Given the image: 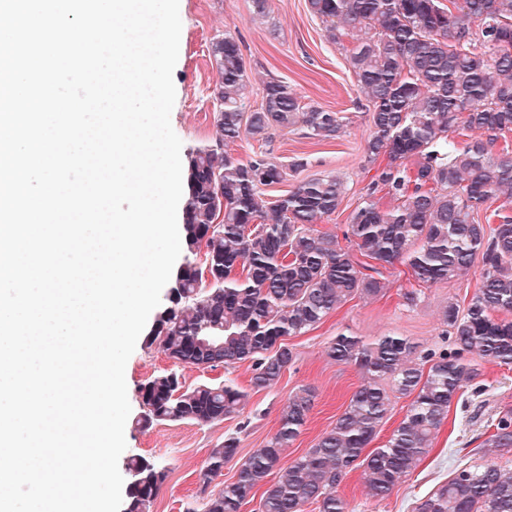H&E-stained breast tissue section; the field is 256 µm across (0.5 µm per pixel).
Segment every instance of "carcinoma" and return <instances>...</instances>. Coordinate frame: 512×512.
<instances>
[{"label": "carcinoma", "instance_id": "obj_1", "mask_svg": "<svg viewBox=\"0 0 512 512\" xmlns=\"http://www.w3.org/2000/svg\"><path fill=\"white\" fill-rule=\"evenodd\" d=\"M330 41L352 40L348 62L368 102L365 159L376 167L342 235L317 229L338 210L343 183L334 176L300 183L271 201L265 188L286 177L266 146L271 130L301 126L317 141L339 137L346 117L302 105L288 82L262 83L248 105L239 40L213 39L217 74L215 139L189 151L184 175V262L145 345L174 368L139 386L140 428L162 422H220L244 409L249 390L277 384L293 365L285 338L315 329L344 303L385 296L381 269L406 266L417 285L457 277L481 261L480 282L465 310L444 311L449 348L421 362L401 336L367 342L339 333L332 360L356 366L363 382L335 424L302 455L285 460L314 406L302 388L280 407L276 431L242 459L226 483L224 465L238 453L231 436L210 449L197 471L203 512H242L261 493L260 512H349L336 487L362 469L378 500L429 452L457 394L476 376L467 357L512 365V216L492 208L512 198V0H307ZM253 141L246 159L224 147ZM419 158L416 168L407 161ZM395 202L382 208L377 194ZM251 362L245 389L232 380L194 386L185 367ZM411 398L385 444H369L392 410V394ZM485 444L512 449V409L492 424ZM124 512H153L167 469L132 456ZM415 512H512V474L493 463L456 469L419 499Z\"/></svg>", "mask_w": 512, "mask_h": 512}]
</instances>
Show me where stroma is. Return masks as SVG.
Instances as JSON below:
<instances>
[{
  "instance_id": "stroma-1",
  "label": "stroma",
  "mask_w": 512,
  "mask_h": 512,
  "mask_svg": "<svg viewBox=\"0 0 512 512\" xmlns=\"http://www.w3.org/2000/svg\"><path fill=\"white\" fill-rule=\"evenodd\" d=\"M182 23L179 56L173 71L176 99L171 125L183 151L210 142L215 135L212 90L217 79L209 58L213 38L232 33L240 43L251 81V106L261 103L260 88L268 78L288 81L303 104L343 113L349 123L334 140L317 142L300 132H275L270 144L277 161L289 165L282 183L268 188L276 198L299 183L333 175L345 185L340 209L323 218L320 230L342 233L351 212L360 203L371 174L364 168L365 140L369 133L367 101L341 47L328 40L323 23L310 14L306 0H268L265 15H257L252 0H180ZM304 167L293 168L296 159ZM388 288L378 300L353 299L328 316L314 330L291 336L287 344L296 355L271 388L250 392L244 410L224 421L201 426L166 422L141 430L135 425L141 408L138 387L171 362L159 347L137 341L127 361V393L131 418L125 425L127 447L120 463L142 455L164 465L168 477L153 512H184L187 503L200 502L196 474L210 448L224 438L239 440L238 455L247 457L263 447L278 424V412L288 396L307 387L315 394L308 423L287 458L311 448L317 437L334 425L361 375L352 365L340 364L326 354L328 342L339 333L370 341L385 334L409 339L416 356L447 348L442 311L448 302L466 305L479 283L478 269L433 285L420 287L416 305H406L404 292L411 282L404 267L386 270ZM478 375L454 400L448 417L432 441L430 452L418 462L391 496L377 501L366 495L359 471H351L337 488L352 512H413L418 499L451 478L457 467L495 462L512 472V451L488 450L483 442L498 414L512 408V365L500 366L472 359Z\"/></svg>"
}]
</instances>
